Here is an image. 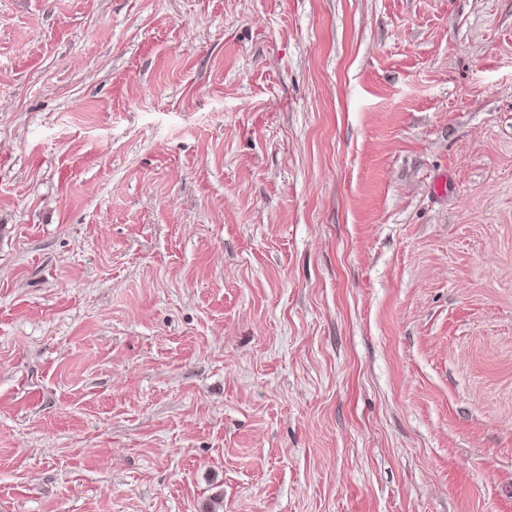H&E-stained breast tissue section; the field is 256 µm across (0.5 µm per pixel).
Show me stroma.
I'll list each match as a JSON object with an SVG mask.
<instances>
[{
	"label": "stroma",
	"mask_w": 512,
	"mask_h": 512,
	"mask_svg": "<svg viewBox=\"0 0 512 512\" xmlns=\"http://www.w3.org/2000/svg\"><path fill=\"white\" fill-rule=\"evenodd\" d=\"M0 512H512V0H0Z\"/></svg>",
	"instance_id": "1"
}]
</instances>
